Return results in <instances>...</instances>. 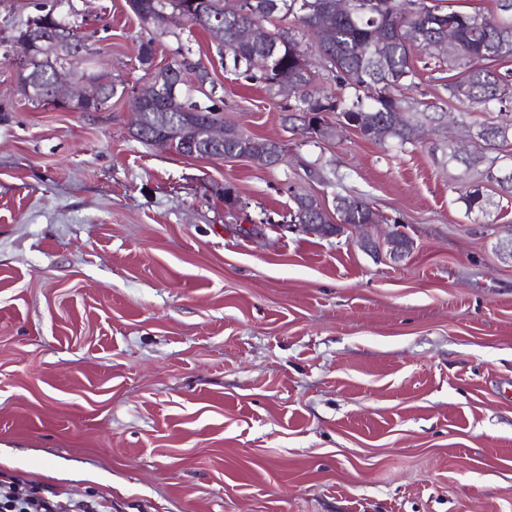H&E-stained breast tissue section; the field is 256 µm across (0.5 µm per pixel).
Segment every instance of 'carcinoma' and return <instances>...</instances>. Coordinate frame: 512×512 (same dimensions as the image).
Wrapping results in <instances>:
<instances>
[{"label":"carcinoma","instance_id":"cac0c4a2","mask_svg":"<svg viewBox=\"0 0 512 512\" xmlns=\"http://www.w3.org/2000/svg\"><path fill=\"white\" fill-rule=\"evenodd\" d=\"M131 11L148 33L156 31L151 0H128ZM172 9L186 17V26L212 32V26H224V45L218 52L228 59L235 74L247 82L255 81L271 96L279 95V83L288 82L294 93L288 106L289 118L302 121L305 133L318 139H330L343 130H353L363 137L399 150L418 141L415 117L436 120L430 105L409 95L422 84V75L414 63L417 51L432 55L448 68V80L442 88L448 92V102L461 106V111L493 112L489 122H464L462 135L477 130L476 150L460 158L454 146L442 149L444 164L457 171L453 177L462 189L460 199L466 213L480 217L490 215L493 202L480 191L484 184H495L505 194L512 193V181L497 177L502 167L512 171V102L497 96L499 84L509 75L498 65L512 58V0H497V13L464 11L444 0H377L366 7V0H349V10L337 15L328 9L332 0H168ZM275 19L289 23L288 28L269 32L276 44L272 68L257 65L267 61L266 47L239 39V29L247 23L266 24ZM62 20L47 12L28 23L38 30V37L50 35ZM318 30L319 43L305 38L310 30ZM454 40L448 44V31ZM177 47L172 62L149 74L154 78L160 70H178L195 75V82L214 86L211 73L200 60L188 67L182 50L180 33L172 30ZM315 56L332 89L312 86L314 77L308 62ZM92 49L82 45L69 59L74 74L87 72ZM19 92L37 104L46 103L49 80L34 86L18 85ZM187 109L191 128L177 141L174 150L191 155L185 143L195 141V134L211 123L224 122V113L216 105L203 106L193 101L189 90L178 88L176 97L158 106L141 108L144 133L139 140L155 144L169 117ZM269 153L275 161L283 159L282 146L272 140L243 134L241 139L224 144V153L197 151L215 160L245 158L251 154ZM335 214L321 210L312 197L292 195L293 206L288 216L292 224H377L379 219L370 203L362 197L336 195Z\"/></svg>","mask_w":512,"mask_h":512}]
</instances>
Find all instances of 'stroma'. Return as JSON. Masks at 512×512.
Wrapping results in <instances>:
<instances>
[{
	"label": "stroma",
	"instance_id": "obj_1",
	"mask_svg": "<svg viewBox=\"0 0 512 512\" xmlns=\"http://www.w3.org/2000/svg\"><path fill=\"white\" fill-rule=\"evenodd\" d=\"M49 10L147 82L126 0H0V473L112 512H512V198L467 214L429 135L306 138L200 30L225 121L280 165L144 145L127 97L32 103L7 54ZM296 189L380 221L287 227Z\"/></svg>",
	"mask_w": 512,
	"mask_h": 512
}]
</instances>
